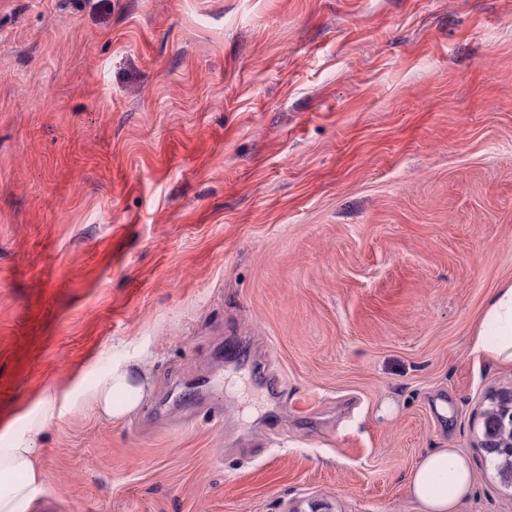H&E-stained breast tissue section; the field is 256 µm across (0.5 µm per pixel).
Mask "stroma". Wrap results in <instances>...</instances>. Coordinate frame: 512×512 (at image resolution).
Returning <instances> with one entry per match:
<instances>
[{
    "label": "stroma",
    "instance_id": "stroma-1",
    "mask_svg": "<svg viewBox=\"0 0 512 512\" xmlns=\"http://www.w3.org/2000/svg\"><path fill=\"white\" fill-rule=\"evenodd\" d=\"M508 285L512 0H0V440L74 374L153 384L73 393L33 512H419L434 448L512 512ZM485 336H494L493 341ZM473 350L498 363L512 364V285L499 288L480 319ZM150 391L148 367L138 360L113 365L109 373L83 392V402L108 418L122 419L134 413ZM506 402L512 404L511 392L504 394L498 406L486 414L484 449L495 463L503 484L512 488V424L507 414L499 409V405Z\"/></svg>",
    "mask_w": 512,
    "mask_h": 512
}]
</instances>
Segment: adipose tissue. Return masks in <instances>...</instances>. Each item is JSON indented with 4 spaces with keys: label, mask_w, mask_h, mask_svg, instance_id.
<instances>
[{
    "label": "adipose tissue",
    "mask_w": 512,
    "mask_h": 512,
    "mask_svg": "<svg viewBox=\"0 0 512 512\" xmlns=\"http://www.w3.org/2000/svg\"><path fill=\"white\" fill-rule=\"evenodd\" d=\"M473 349L477 354L512 364V285L498 289L480 319ZM151 391L143 361L113 365L83 394L84 404L106 417L125 418L136 411ZM71 387L47 390L36 404L38 415L17 437L0 444V512H30L44 488L43 472L34 439L57 415L59 402L68 400ZM468 459L454 448L427 453L410 476V495L421 512H457L475 484Z\"/></svg>",
    "instance_id": "ef3b65f1"
}]
</instances>
